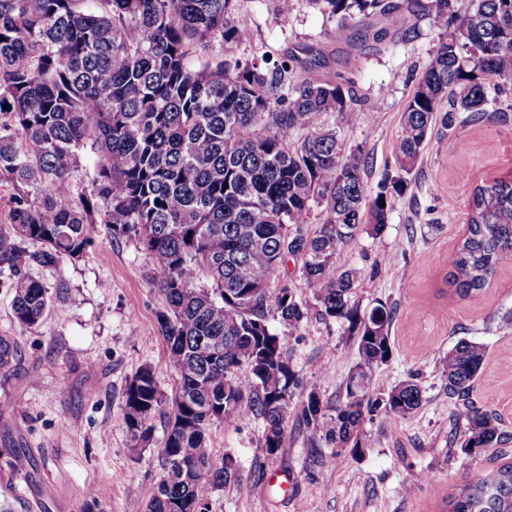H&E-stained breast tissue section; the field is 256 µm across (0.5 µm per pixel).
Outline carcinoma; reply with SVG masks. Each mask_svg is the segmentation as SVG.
Instances as JSON below:
<instances>
[{"instance_id": "carcinoma-1", "label": "carcinoma", "mask_w": 512, "mask_h": 512, "mask_svg": "<svg viewBox=\"0 0 512 512\" xmlns=\"http://www.w3.org/2000/svg\"><path fill=\"white\" fill-rule=\"evenodd\" d=\"M86 2L0 0V187L8 190L0 274L13 291L15 321L33 327L62 297L26 269L82 257L92 225L135 239L153 258L152 284L165 297L158 329L179 387L166 400L144 366L125 388L122 423L136 450L152 445V418L168 405L164 473L142 490L146 512H185L205 483L241 485L232 458L210 452L208 431L238 420L244 407L273 430L264 437L267 456L283 448L296 380L288 337L268 317L295 327L308 308L288 282L269 283L291 260L322 319L357 336L356 368L365 373L336 406L313 394L302 406L312 434L334 448L325 463L336 464L338 448L361 447L362 424L375 412L390 420L414 413L423 399L415 378L371 388L372 369L390 357L393 310L379 303L360 313L350 295L361 272L337 267L336 255L361 225L382 231L391 197L433 134L461 113L467 122L484 117L485 78L512 96V0H313L335 20L329 37L360 48L410 34L412 17L443 31L404 109L397 171L374 190L361 152L345 153L336 131L319 124L333 112L360 121L351 87L307 75L315 61L295 54L272 63L232 55L242 35L235 0ZM375 18L384 22L377 30ZM82 154L94 171L90 188L76 192ZM317 208L322 223L312 233ZM508 253L512 180L494 179L473 189L469 233L448 255L456 293L484 290ZM485 356L482 343L461 339L442 364L448 396L467 422V456L504 441L498 418L469 399ZM17 357L14 340L0 336V369ZM174 456L204 466L195 482L168 480ZM447 506L512 512V463L464 484Z\"/></svg>"}]
</instances>
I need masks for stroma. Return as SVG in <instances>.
Listing matches in <instances>:
<instances>
[{
    "label": "stroma",
    "instance_id": "1",
    "mask_svg": "<svg viewBox=\"0 0 512 512\" xmlns=\"http://www.w3.org/2000/svg\"><path fill=\"white\" fill-rule=\"evenodd\" d=\"M243 34L236 57L261 60L304 49L322 50L320 78L353 83L364 111L354 126L338 114L321 124L336 129L346 148L368 161L364 180L376 187L393 166V145L403 111L441 38L429 20L414 37L361 52L330 42L331 21L308 0L281 14L276 0H237ZM512 176V101L490 102L481 121L456 123L425 146L403 195L393 197L380 235L358 233L336 257L342 268L361 269L352 297L360 311L383 303L395 313L391 356L375 367L376 382L390 386L417 378L421 406L406 418L374 415L363 425V446L342 449L335 465L329 448L301 419L303 402L316 395L332 406L359 360L347 324L323 320L295 266L279 269L308 307L295 327L270 319L287 335L288 360L299 385L292 391L285 444L266 456L262 423L251 414L233 424L214 423V455L233 456L244 489L202 486L203 512H446L453 489L483 471L512 463V440L478 456L462 453L467 425L457 414L441 376V361L459 339L482 343L486 358L472 397L495 413L512 436V254L502 257L489 286L458 296L448 255L468 233L473 188ZM153 261L128 237L112 238L96 225L83 258L28 268L63 302L36 326H19L13 293L0 275V336L12 337L20 357L0 370V504L11 512H144V485L157 481L163 463L156 447L167 426L153 418L155 446L134 450L122 423L124 389L144 366L162 392L173 396L177 376L157 330L164 297L151 282ZM290 476L288 488L270 481Z\"/></svg>",
    "mask_w": 512,
    "mask_h": 512
}]
</instances>
